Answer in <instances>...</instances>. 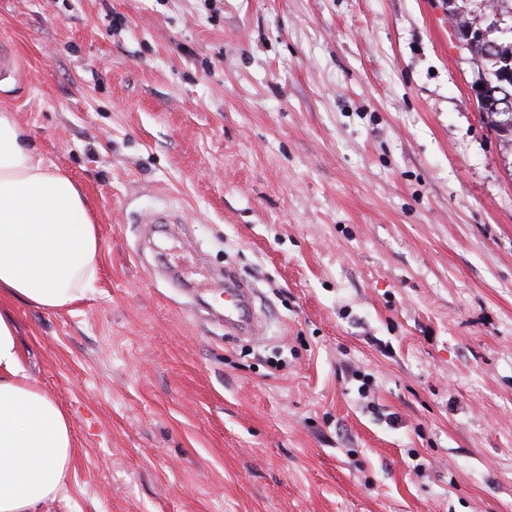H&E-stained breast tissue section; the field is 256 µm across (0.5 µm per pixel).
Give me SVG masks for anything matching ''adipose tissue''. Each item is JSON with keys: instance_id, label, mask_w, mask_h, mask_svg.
Here are the masks:
<instances>
[{"instance_id": "adipose-tissue-1", "label": "adipose tissue", "mask_w": 512, "mask_h": 512, "mask_svg": "<svg viewBox=\"0 0 512 512\" xmlns=\"http://www.w3.org/2000/svg\"><path fill=\"white\" fill-rule=\"evenodd\" d=\"M99 249L81 188L47 166L1 112L0 512H41L75 453L70 416L30 383L6 304H73L95 279Z\"/></svg>"}]
</instances>
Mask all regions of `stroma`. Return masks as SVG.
<instances>
[{
  "label": "stroma",
  "instance_id": "35a3bbf8",
  "mask_svg": "<svg viewBox=\"0 0 512 512\" xmlns=\"http://www.w3.org/2000/svg\"><path fill=\"white\" fill-rule=\"evenodd\" d=\"M0 41L100 240L11 305L47 512H512V174L441 0H0ZM250 289L237 286L229 272L224 271V323L235 332H250L256 321L248 312Z\"/></svg>",
  "mask_w": 512,
  "mask_h": 512
}]
</instances>
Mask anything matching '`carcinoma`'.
Instances as JSON below:
<instances>
[{
    "label": "carcinoma",
    "mask_w": 512,
    "mask_h": 512,
    "mask_svg": "<svg viewBox=\"0 0 512 512\" xmlns=\"http://www.w3.org/2000/svg\"><path fill=\"white\" fill-rule=\"evenodd\" d=\"M448 14L461 32L487 30L494 25L504 28L490 36L488 45L477 43L469 51L468 61L487 86L489 95L477 102L478 111L490 129L501 139L506 154L512 155V107L500 104L512 98V82L503 75L512 67V0H447Z\"/></svg>",
    "instance_id": "1"
}]
</instances>
